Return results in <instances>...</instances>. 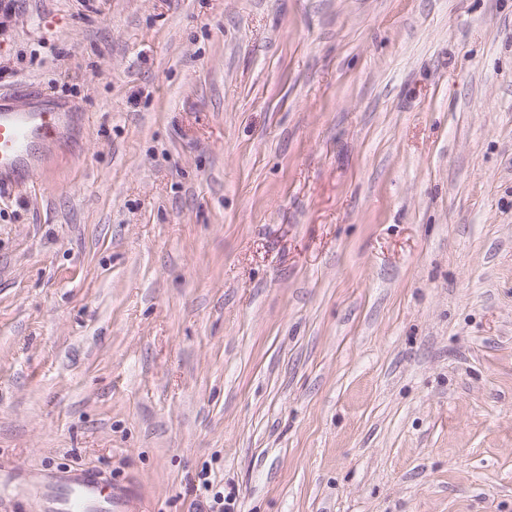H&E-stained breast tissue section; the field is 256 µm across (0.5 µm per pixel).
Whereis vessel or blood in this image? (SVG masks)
Returning <instances> with one entry per match:
<instances>
[{"instance_id": "1", "label": "vessel or blood", "mask_w": 512, "mask_h": 512, "mask_svg": "<svg viewBox=\"0 0 512 512\" xmlns=\"http://www.w3.org/2000/svg\"><path fill=\"white\" fill-rule=\"evenodd\" d=\"M64 115L54 110L15 111L0 108V176L17 173L29 161L34 141L50 142L59 135ZM38 496L16 494L0 499V512H136L138 491L133 484L106 480L94 468L67 472L40 470L29 475Z\"/></svg>"}]
</instances>
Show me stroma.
I'll return each instance as SVG.
<instances>
[{
    "label": "stroma",
    "instance_id": "stroma-1",
    "mask_svg": "<svg viewBox=\"0 0 512 512\" xmlns=\"http://www.w3.org/2000/svg\"><path fill=\"white\" fill-rule=\"evenodd\" d=\"M0 497L512 512V0H13ZM64 113L54 110L15 111L0 108V184L29 163V147L35 140L50 142L57 138ZM2 175V181H1ZM21 481L39 487V496L17 493L11 504L0 499L2 512H137L136 487L108 481L94 468L40 470ZM202 482L200 487L197 485L191 489V493H194L195 499L199 505L200 502H206L208 506L209 512H232L230 510V502L232 500V496L224 497V487L222 486V491L216 490L218 483L214 485V481L208 479V477H204L201 479ZM228 507H226V502Z\"/></svg>",
    "mask_w": 512,
    "mask_h": 512
}]
</instances>
